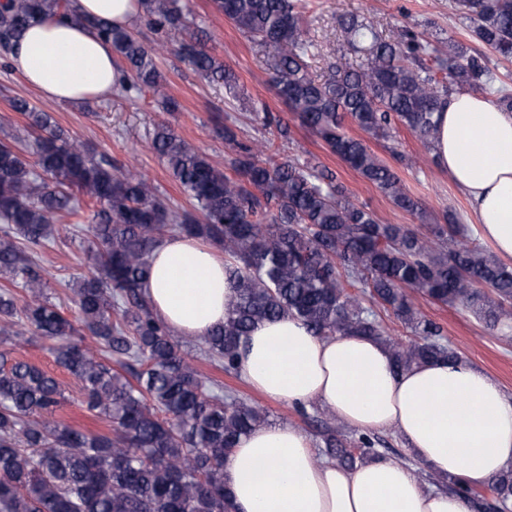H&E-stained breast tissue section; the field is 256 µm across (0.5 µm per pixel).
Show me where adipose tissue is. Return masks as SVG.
I'll return each mask as SVG.
<instances>
[{
    "label": "adipose tissue",
    "instance_id": "1",
    "mask_svg": "<svg viewBox=\"0 0 512 512\" xmlns=\"http://www.w3.org/2000/svg\"><path fill=\"white\" fill-rule=\"evenodd\" d=\"M72 9L79 22L29 27L11 62L44 98L77 105L111 96L117 81L112 47L91 21L127 29L141 5L72 0ZM437 118V161L467 197L480 237L512 261V112L461 92ZM150 262L145 293L174 334L200 339L223 325L229 288L219 253L175 237L158 244ZM239 364L270 399L320 404L361 432L397 431L433 475L473 487L512 468V399L466 362L433 361L398 373L382 342L317 336L286 316L252 330ZM415 466L376 458L344 469L317 460L299 428L264 425L234 449L224 483L236 512H474L471 500L426 484Z\"/></svg>",
    "mask_w": 512,
    "mask_h": 512
}]
</instances>
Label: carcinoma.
Segmentation results:
<instances>
[{"label":"carcinoma","instance_id":"obj_1","mask_svg":"<svg viewBox=\"0 0 512 512\" xmlns=\"http://www.w3.org/2000/svg\"><path fill=\"white\" fill-rule=\"evenodd\" d=\"M71 0H4L0 47L11 52L23 31L47 16L78 20ZM252 42L274 50L271 82L300 125L401 210L424 217L422 201L362 137L389 139L398 127L433 148L435 113L464 90L512 111V89L499 79L487 53L512 58V0H454L470 21L472 41L388 33L354 15L341 28L357 62L342 55L325 76L310 71L318 54L303 0H213ZM141 19L157 36L148 47L105 21L89 26L119 59L118 94L150 89L168 112L178 102L163 94L159 51H176L202 77L237 87L236 73L205 38L190 29L181 0H141ZM13 111L33 138L28 158L0 140V512H234L224 487V463L239 440L267 423L261 409L200 374L153 312L143 284L149 257L169 236L215 246L224 257L231 293L224 325L201 340L200 356L239 371L238 349L259 323L290 316L316 336H371L389 347L405 370L434 359L458 361L440 325L422 317L421 295L460 308L491 332L512 334V267L486 251L457 211L445 223L417 229L381 224L374 212L336 182L317 158L276 162L265 142L239 138L224 125L216 134L228 151L216 167L165 124L153 149L194 205L193 214L167 206L139 172L98 157L75 141L48 112L22 98ZM253 120L281 136L280 115L253 112ZM92 203L95 273L74 289L77 315L69 318L47 296V282L29 252L59 232L64 217L85 222L75 194ZM382 308L411 330L404 344L390 338ZM22 318L40 339L58 344L56 364L80 387L87 411L110 424L112 435L61 426L53 416L65 399L63 382L13 357L24 338L12 331ZM318 458L352 469L380 440L350 437L336 421L316 417ZM499 500L512 497V472L488 483ZM468 494L480 512L493 506Z\"/></svg>","mask_w":512,"mask_h":512}]
</instances>
